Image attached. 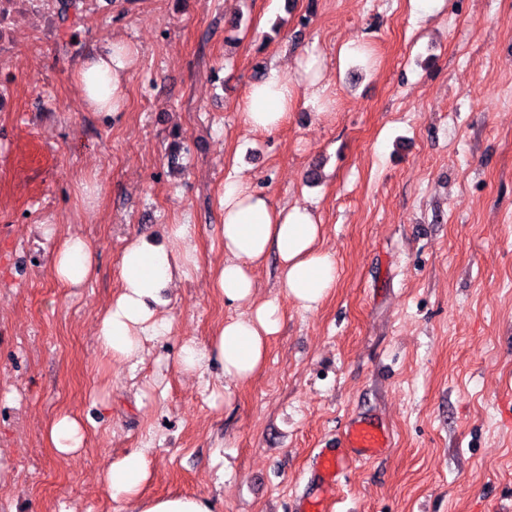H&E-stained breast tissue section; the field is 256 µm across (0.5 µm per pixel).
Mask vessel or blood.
<instances>
[{
  "label": "vessel or blood",
  "instance_id": "b4317fda",
  "mask_svg": "<svg viewBox=\"0 0 512 512\" xmlns=\"http://www.w3.org/2000/svg\"><path fill=\"white\" fill-rule=\"evenodd\" d=\"M346 453L327 448L317 457L318 487L312 495L300 497L298 512H324V501L336 489L345 473L348 455L371 457L388 448L390 434L384 423L372 415L353 419L344 432Z\"/></svg>",
  "mask_w": 512,
  "mask_h": 512
}]
</instances>
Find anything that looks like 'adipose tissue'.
Wrapping results in <instances>:
<instances>
[{
  "instance_id": "obj_1",
  "label": "adipose tissue",
  "mask_w": 512,
  "mask_h": 512,
  "mask_svg": "<svg viewBox=\"0 0 512 512\" xmlns=\"http://www.w3.org/2000/svg\"><path fill=\"white\" fill-rule=\"evenodd\" d=\"M135 55L128 42L116 39L106 50L79 60L72 77L87 109L110 120L121 116L126 75ZM296 102L293 85L278 70H270L249 86L241 105V123L252 132H274ZM220 206L224 211V259L215 271V284L225 304L239 308L240 313L225 319L208 341L185 342L175 365L190 375L215 365L223 379L241 384L262 367L268 344L282 324L278 304L258 300L253 268L276 256L281 292L310 310L336 285V257L321 246L323 226L314 210L300 205L275 207L241 171L225 178ZM167 233L170 248H154L137 238L122 251L120 285L95 326L105 362L138 364L147 342L172 332L173 318L164 307L162 294L190 280L199 264L187 220L174 221ZM41 234L52 244L51 265L61 285L76 289L94 277L97 254L88 239L77 233L58 235L52 223L42 224ZM88 431L87 420L63 413L50 424L47 439L57 454L66 457L85 448ZM148 479V461L140 449L110 462L101 474L105 493L129 504V512H219L220 501L203 496H144L141 489Z\"/></svg>"
}]
</instances>
